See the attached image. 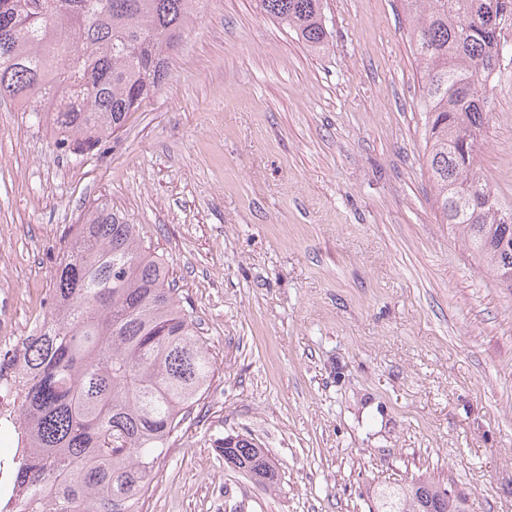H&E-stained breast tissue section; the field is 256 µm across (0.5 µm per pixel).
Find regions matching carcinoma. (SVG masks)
I'll return each instance as SVG.
<instances>
[{
	"mask_svg": "<svg viewBox=\"0 0 512 512\" xmlns=\"http://www.w3.org/2000/svg\"><path fill=\"white\" fill-rule=\"evenodd\" d=\"M208 0H0V102L47 122L55 147L99 151L164 84L189 23ZM423 64L426 166L440 223L456 228L497 285L512 291V203L480 173L486 75L512 66V0H401ZM304 45L324 48L323 0H260ZM44 337L25 351L23 408L32 461L19 512H141L156 460L201 399L216 363L140 225L106 203L76 225L55 268ZM224 462L260 484L265 449L240 436ZM49 486L53 498L40 501ZM375 512H469L430 477L375 491Z\"/></svg>",
	"mask_w": 512,
	"mask_h": 512,
	"instance_id": "obj_1",
	"label": "carcinoma"
}]
</instances>
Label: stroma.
I'll list each match as a JSON object with an SVG mask.
<instances>
[{"mask_svg": "<svg viewBox=\"0 0 512 512\" xmlns=\"http://www.w3.org/2000/svg\"><path fill=\"white\" fill-rule=\"evenodd\" d=\"M313 50L259 0H210L165 83L76 160L0 104V226L19 319L105 201L167 263L216 361L145 512H369L452 481L512 512V291L436 220L421 66L400 0H324ZM481 173L512 199V67L486 92ZM253 438L275 486L228 467Z\"/></svg>", "mask_w": 512, "mask_h": 512, "instance_id": "35a3bbf8", "label": "stroma"}]
</instances>
